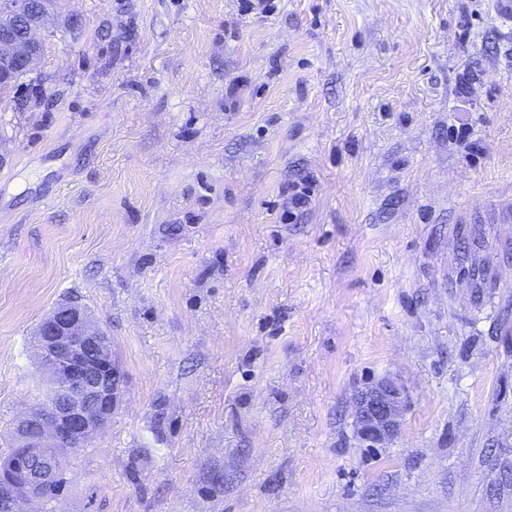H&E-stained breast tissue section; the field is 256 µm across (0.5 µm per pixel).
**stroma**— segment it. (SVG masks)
Here are the masks:
<instances>
[{"instance_id": "obj_1", "label": "stroma", "mask_w": 512, "mask_h": 512, "mask_svg": "<svg viewBox=\"0 0 512 512\" xmlns=\"http://www.w3.org/2000/svg\"><path fill=\"white\" fill-rule=\"evenodd\" d=\"M273 5L54 0L0 87V451L76 299L124 381L59 512H512V12ZM401 390L389 380H379L355 399L356 435L368 447L391 441L400 431L405 406Z\"/></svg>"}]
</instances>
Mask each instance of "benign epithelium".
Instances as JSON below:
<instances>
[{"label": "benign epithelium", "mask_w": 512, "mask_h": 512, "mask_svg": "<svg viewBox=\"0 0 512 512\" xmlns=\"http://www.w3.org/2000/svg\"><path fill=\"white\" fill-rule=\"evenodd\" d=\"M29 0L0 13V84L32 71L43 42L48 5L30 16ZM35 354L45 390L14 428V459L0 469V500L10 512L24 504L42 507L45 493L67 472L60 452L74 453L94 442L112 421L123 378L112 359L108 334L75 302L57 305L40 323ZM404 412L401 390L379 380L355 399L359 440L370 447L392 440Z\"/></svg>", "instance_id": "1"}]
</instances>
